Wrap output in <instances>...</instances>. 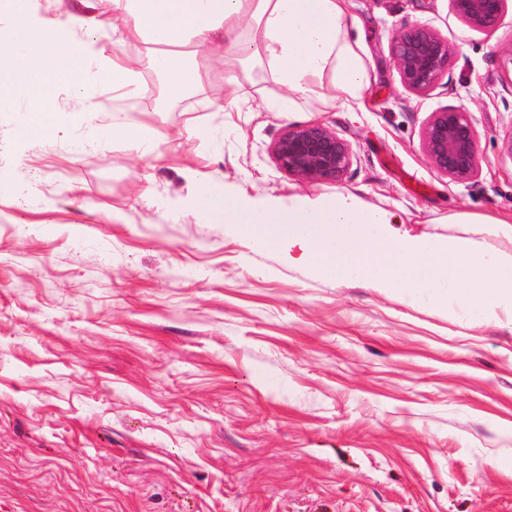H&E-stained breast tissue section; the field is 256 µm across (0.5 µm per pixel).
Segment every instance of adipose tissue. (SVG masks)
I'll use <instances>...</instances> for the list:
<instances>
[{
	"label": "adipose tissue",
	"instance_id": "obj_1",
	"mask_svg": "<svg viewBox=\"0 0 512 512\" xmlns=\"http://www.w3.org/2000/svg\"><path fill=\"white\" fill-rule=\"evenodd\" d=\"M8 26L0 39V111L27 104L20 138L55 129L57 85L68 86L81 111H103L88 86H139L144 70L163 80V105L196 94L213 75L229 93L210 101L217 112L237 110L239 76L268 66L288 95L276 109L292 112L329 76L342 100L357 98L370 77L350 37L346 0H76L66 15L41 11L37 0H0ZM146 44V57L109 54L107 34ZM109 130L142 155L159 156L163 143L148 126L113 114ZM184 212L204 224L228 226L257 249H277L312 275L400 295L452 316L480 322L512 320V254L478 248L487 233L512 239V222L490 214L459 213L455 224L474 234L445 238L400 231L382 208L354 193L319 203L303 195L281 200L251 197L201 184Z\"/></svg>",
	"mask_w": 512,
	"mask_h": 512
}]
</instances>
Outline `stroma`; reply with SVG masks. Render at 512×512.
<instances>
[{
  "label": "stroma",
  "mask_w": 512,
  "mask_h": 512,
  "mask_svg": "<svg viewBox=\"0 0 512 512\" xmlns=\"http://www.w3.org/2000/svg\"><path fill=\"white\" fill-rule=\"evenodd\" d=\"M350 12L371 82L346 106L326 77L297 111H258L286 95L264 66L238 112L205 106L217 76L164 112L157 83L102 91L164 135L157 160L102 114L23 140L0 112V512H512V325L312 277L181 214L191 173L283 200L348 190L414 233L512 214V8L487 33L449 0ZM414 23L459 49L423 93L392 62ZM447 106L479 132L465 182L421 146ZM306 122L351 143L339 184L278 167L274 142Z\"/></svg>",
  "instance_id": "stroma-1"
}]
</instances>
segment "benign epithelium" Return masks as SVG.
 Returning a JSON list of instances; mask_svg holds the SVG:
<instances>
[{
    "mask_svg": "<svg viewBox=\"0 0 512 512\" xmlns=\"http://www.w3.org/2000/svg\"><path fill=\"white\" fill-rule=\"evenodd\" d=\"M512 0H449L453 12L470 28L490 31L500 22ZM434 29L415 24L393 45V64L402 84L422 93L433 88L448 72L457 54ZM479 132L470 112L446 107L432 113L421 134L425 157L437 172L453 181L471 179L478 168ZM280 169L309 183H338L352 164L349 141L319 123L287 127L272 147Z\"/></svg>",
    "mask_w": 512,
    "mask_h": 512,
    "instance_id": "7a95c632",
    "label": "benign epithelium"
}]
</instances>
